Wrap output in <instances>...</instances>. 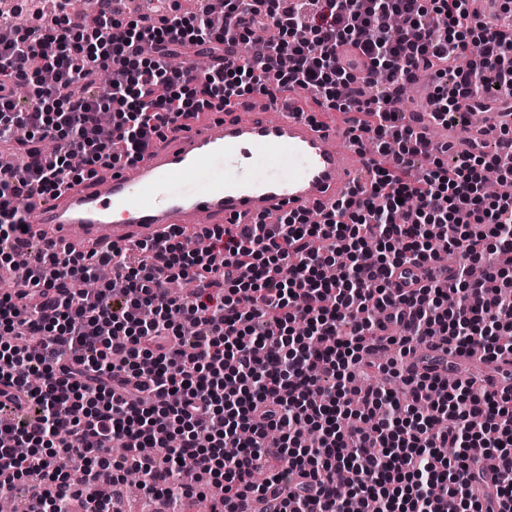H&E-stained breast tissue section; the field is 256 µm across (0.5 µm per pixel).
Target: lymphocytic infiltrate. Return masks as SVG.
I'll return each mask as SVG.
<instances>
[{
  "mask_svg": "<svg viewBox=\"0 0 512 512\" xmlns=\"http://www.w3.org/2000/svg\"><path fill=\"white\" fill-rule=\"evenodd\" d=\"M478 2L224 0L218 19L172 9L147 24L77 20L70 0H52L51 28L0 41V145L13 158L0 166V271L24 284L0 294L1 493L36 467L28 512L75 498L83 512H112L96 486L135 467L147 494L172 507L200 497L208 512L257 501L265 512H512V386L410 370L407 398L375 386L348 404L355 367L393 345L403 358L420 346L512 357L501 344L512 336V193L488 195L483 182L490 168L512 182V125L500 129L507 152L466 150L450 168L399 99L424 71L442 120L464 99L473 112H512V7L489 17ZM245 44L259 58L242 59ZM189 45L210 47L207 69H169ZM301 90L324 111L364 115L361 131L391 161L320 222L290 212L273 228L207 227L192 252L179 229L88 254L27 237L32 197L139 161L213 107ZM102 112L112 135L89 138ZM421 156L428 168L409 179ZM445 251L457 257L449 277L393 287L397 270ZM102 267L122 287L75 289ZM175 280L191 291L171 295ZM119 444L125 456L113 455ZM182 464L197 467L196 483L175 484Z\"/></svg>",
  "mask_w": 512,
  "mask_h": 512,
  "instance_id": "obj_1",
  "label": "lymphocytic infiltrate"
}]
</instances>
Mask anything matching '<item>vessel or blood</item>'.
<instances>
[{"label": "vessel or blood", "mask_w": 512, "mask_h": 512, "mask_svg": "<svg viewBox=\"0 0 512 512\" xmlns=\"http://www.w3.org/2000/svg\"><path fill=\"white\" fill-rule=\"evenodd\" d=\"M500 117L484 113L480 128L462 125L467 139L497 132ZM349 131L324 129L292 101L263 112L214 115L185 122L180 134L154 143L131 166L99 172V186L33 198L28 233L47 249L79 236L90 249L154 240L175 228L277 223L287 211L331 207L369 169L372 156L339 150Z\"/></svg>", "instance_id": "vessel-or-blood-1"}]
</instances>
